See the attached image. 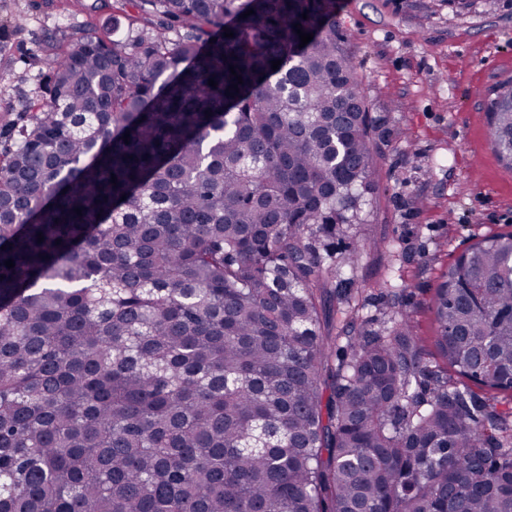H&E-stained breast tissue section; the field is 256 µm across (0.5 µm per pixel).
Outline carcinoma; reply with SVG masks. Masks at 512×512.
I'll return each mask as SVG.
<instances>
[{
  "instance_id": "1",
  "label": "carcinoma",
  "mask_w": 512,
  "mask_h": 512,
  "mask_svg": "<svg viewBox=\"0 0 512 512\" xmlns=\"http://www.w3.org/2000/svg\"><path fill=\"white\" fill-rule=\"evenodd\" d=\"M335 14L113 0L0 130V512H512V398L471 389L512 393V232L435 289L440 364L404 311L326 322L374 170ZM488 112L512 166L511 84Z\"/></svg>"
}]
</instances>
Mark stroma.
<instances>
[{
  "instance_id": "35a3bbf8",
  "label": "stroma",
  "mask_w": 512,
  "mask_h": 512,
  "mask_svg": "<svg viewBox=\"0 0 512 512\" xmlns=\"http://www.w3.org/2000/svg\"><path fill=\"white\" fill-rule=\"evenodd\" d=\"M377 130L374 191L360 223L324 246L360 250L342 278L361 314L388 324L403 294L426 349L442 273L477 239L512 231V167L490 141L487 103L512 80V0H336ZM112 0H0V124L26 111L73 33L100 30Z\"/></svg>"
}]
</instances>
